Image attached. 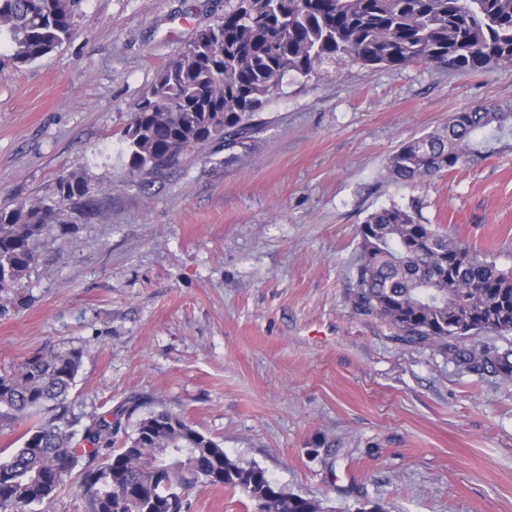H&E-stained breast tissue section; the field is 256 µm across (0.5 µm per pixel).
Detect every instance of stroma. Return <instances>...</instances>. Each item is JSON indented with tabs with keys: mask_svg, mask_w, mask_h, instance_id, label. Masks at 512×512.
Masks as SVG:
<instances>
[{
	"mask_svg": "<svg viewBox=\"0 0 512 512\" xmlns=\"http://www.w3.org/2000/svg\"><path fill=\"white\" fill-rule=\"evenodd\" d=\"M225 0H81L71 38L0 72V207L84 169L100 217L44 225L0 290V372L82 353L76 432L164 407L320 512H512V377L403 342L354 307L358 230L396 204L512 268V152L406 186L399 145L478 104L512 103V66L324 64L285 82L258 130L131 175L119 142L157 71ZM191 512H255L197 487Z\"/></svg>",
	"mask_w": 512,
	"mask_h": 512,
	"instance_id": "obj_1",
	"label": "stroma"
}]
</instances>
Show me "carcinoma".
Wrapping results in <instances>:
<instances>
[{
    "label": "carcinoma",
    "mask_w": 512,
    "mask_h": 512,
    "mask_svg": "<svg viewBox=\"0 0 512 512\" xmlns=\"http://www.w3.org/2000/svg\"><path fill=\"white\" fill-rule=\"evenodd\" d=\"M79 0H0V64L20 67L72 35ZM363 67L402 69L429 63L461 71L512 64V0H234L224 17L198 30L160 68L133 108L123 133L129 173L150 174L186 148L222 139L240 143L288 78H307L336 58ZM512 151V105L480 104L455 113L444 128L401 144L388 177L416 185ZM72 205L95 216L80 170L61 174L50 198L0 208V289L25 278L44 224H68ZM361 260L355 308L371 313L406 343H427L470 368L512 376V346L460 348L480 332L512 335V269L497 266L408 209L392 204L360 225ZM81 351L47 352L0 374V418L47 413L0 461V512L51 497L81 456L65 414L81 367ZM119 422L104 416L87 426L81 470L84 512H190L186 492L215 486L245 492L255 512H319L308 498L273 486L255 464L235 460L184 417L161 408L114 447Z\"/></svg>",
    "instance_id": "obj_1"
}]
</instances>
